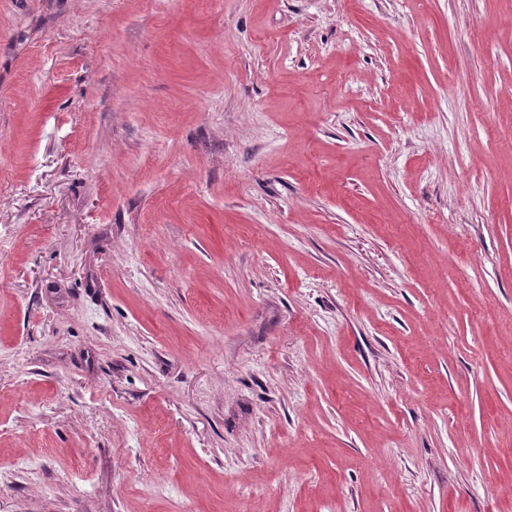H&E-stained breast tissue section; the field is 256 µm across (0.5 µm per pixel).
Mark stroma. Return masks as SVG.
Masks as SVG:
<instances>
[{
  "mask_svg": "<svg viewBox=\"0 0 512 512\" xmlns=\"http://www.w3.org/2000/svg\"><path fill=\"white\" fill-rule=\"evenodd\" d=\"M0 512H512V0H0Z\"/></svg>",
  "mask_w": 512,
  "mask_h": 512,
  "instance_id": "35a3bbf8",
  "label": "stroma"
}]
</instances>
